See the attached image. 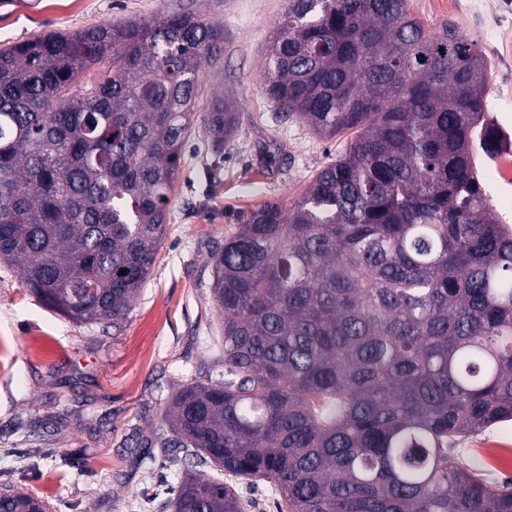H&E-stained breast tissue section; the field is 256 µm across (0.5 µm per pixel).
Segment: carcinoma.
I'll list each match as a JSON object with an SVG mask.
<instances>
[{"instance_id": "cac0c4a2", "label": "carcinoma", "mask_w": 512, "mask_h": 512, "mask_svg": "<svg viewBox=\"0 0 512 512\" xmlns=\"http://www.w3.org/2000/svg\"><path fill=\"white\" fill-rule=\"evenodd\" d=\"M224 29L191 11L0 49V262L50 310L117 324L168 226L200 72ZM488 57L408 0H288L266 94L316 136L355 137L289 210L266 202L211 255L224 312L210 364L141 440L191 468L172 512H247L212 464L287 512H512V491L452 457L512 421V229L477 158ZM243 121L211 99L214 153ZM37 497L0 493V512Z\"/></svg>"}]
</instances>
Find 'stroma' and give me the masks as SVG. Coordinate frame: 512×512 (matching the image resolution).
I'll list each match as a JSON object with an SVG mask.
<instances>
[{
  "label": "stroma",
  "instance_id": "stroma-1",
  "mask_svg": "<svg viewBox=\"0 0 512 512\" xmlns=\"http://www.w3.org/2000/svg\"><path fill=\"white\" fill-rule=\"evenodd\" d=\"M224 27V57L205 66L196 102L231 93L244 114L224 146V182L213 186L202 127L192 129L181 176L167 205L168 227L155 266L119 326L77 324L45 307L17 269L0 263V491L45 498L50 512H168L166 495L149 498L158 470L138 447L161 423L165 401L205 361L223 313L209 288L210 254L239 218L264 202L291 207L315 173L352 139L326 140L302 122L278 123L265 93L268 40L288 0H0V46L51 30L74 31L129 19L150 21L178 6ZM425 28L454 22L491 61L488 117L512 135V57L497 52L498 26L512 27V0H468L455 12L434 0H409ZM460 464L488 482L512 479V422L458 445Z\"/></svg>",
  "mask_w": 512,
  "mask_h": 512
}]
</instances>
